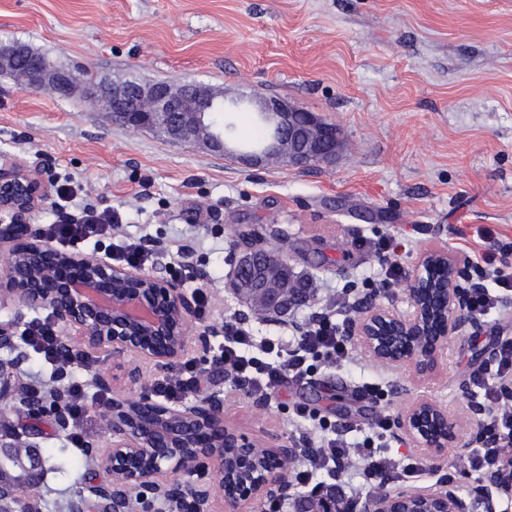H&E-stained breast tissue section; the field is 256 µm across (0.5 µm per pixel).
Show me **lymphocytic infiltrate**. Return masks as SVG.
I'll return each instance as SVG.
<instances>
[{
    "mask_svg": "<svg viewBox=\"0 0 512 512\" xmlns=\"http://www.w3.org/2000/svg\"><path fill=\"white\" fill-rule=\"evenodd\" d=\"M113 230L112 214L109 211L86 209L84 216L76 223L47 225L42 235L56 247L72 250L83 242L103 240ZM476 263L493 265L497 268V293L481 290L472 294L467 309L474 315L487 314L508 295L512 294V243L508 242L495 249L475 254ZM29 343L37 349L45 361L61 368L74 363V352L62 348L54 325L47 320L32 322L24 331ZM225 344L219 355L220 363L234 379L245 382L252 394L269 395L288 376L301 377L313 372L317 363L337 364L349 355L350 338L346 329L331 316L320 312L315 314L304 333L295 339L292 349L282 347L280 338H256L239 322L228 320L224 323ZM285 351V358L277 364L264 362V355ZM203 371L197 363L187 361L172 369L169 375L155 379L151 384L154 395L170 401L180 400L188 391L198 389ZM476 388L482 392L486 403L496 405V412L487 414L480 424L475 444L467 456V463L473 471L490 472L502 469L508 454L512 453V406L501 390L494 389L484 381H476ZM321 444L309 464L297 467L294 478L297 483L307 485L321 472L335 477L339 467L351 453H358L364 461L361 475L365 481L388 478L397 473L389 458L377 454L375 446L383 441L389 430L388 419H379L371 435L366 436L358 447H351L348 440L329 424H321ZM419 469L417 459H409L401 473L413 476Z\"/></svg>",
    "mask_w": 512,
    "mask_h": 512,
    "instance_id": "1",
    "label": "lymphocytic infiltrate"
}]
</instances>
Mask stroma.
<instances>
[{
  "label": "stroma",
  "mask_w": 512,
  "mask_h": 512,
  "mask_svg": "<svg viewBox=\"0 0 512 512\" xmlns=\"http://www.w3.org/2000/svg\"><path fill=\"white\" fill-rule=\"evenodd\" d=\"M12 39L91 76L278 98L340 129L332 164L254 167L122 127L86 98L0 76V155L47 161L55 186L76 188L66 204L50 194L26 222L77 219L90 204L117 215L112 245L145 234L167 250L182 246L204 276L185 280V289L201 284L212 296V332L197 352L207 370L224 344L226 317L289 346L294 323L334 309L353 319L366 297L408 314L401 278L426 248L465 258L512 242V0H0V42ZM255 233L315 281L313 300L291 317L248 314L227 286L231 243L247 244ZM107 245L90 241L81 250L101 257ZM392 264L401 277L382 281L380 269ZM507 338L512 298L455 337L429 376L378 363L355 343L341 364L317 366L266 397L248 395L225 374L209 389L242 432L301 437L314 447L319 419L356 443L379 418L395 424L415 400L436 401L458 422L457 444L443 461L424 460L408 483L430 487L451 475L475 512H485L484 478L465 463L484 416L473 381L496 384L495 358ZM132 367L100 352L92 363L66 366L64 377L94 395V373L110 371L115 392L138 397L170 370L163 363L132 379ZM366 381L388 389L387 401L362 397ZM300 405L315 420L296 422ZM55 416L50 408L30 415L42 430L31 448L0 429V481L22 488L29 512H67L86 481L68 466Z\"/></svg>",
  "instance_id": "35a3bbf8"
}]
</instances>
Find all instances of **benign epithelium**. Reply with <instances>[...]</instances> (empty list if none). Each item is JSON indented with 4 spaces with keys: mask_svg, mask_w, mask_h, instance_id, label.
<instances>
[{
    "mask_svg": "<svg viewBox=\"0 0 512 512\" xmlns=\"http://www.w3.org/2000/svg\"><path fill=\"white\" fill-rule=\"evenodd\" d=\"M20 57L28 59L23 86L49 85L61 96L93 99L112 120L132 130L156 129L170 141L201 147L214 153L226 150L224 134L209 131L207 113L224 109L222 93L203 85L187 88L174 81L133 86L125 80L98 83L47 57H37L19 43L0 46V70L11 69ZM271 135L263 147L244 151L239 159L260 166L288 148V165L330 163L336 159L342 135L336 125L287 102L256 100ZM52 177L46 164L30 167L0 158V253L7 256L0 268V301L15 308L21 320L27 311L48 310L63 327L62 343L80 352L105 351L120 360L143 363L172 362L191 347H202L210 329L193 326L194 296L181 282L159 271L114 265L103 258L57 249L20 218L34 211L47 197ZM268 274L261 282L233 276L232 288L250 309L283 317L314 295L312 283L299 277L288 257L266 251ZM483 287L461 259L448 251L429 249L403 281L412 312L401 316L376 305L363 308L352 321V336L376 362L408 366L423 375L434 371L449 340L462 335L469 321L461 316L468 297ZM0 348L15 350L10 365L0 371V403L13 411L38 408L37 396L13 382L22 370L25 354L16 350L9 329L0 327ZM110 439L88 446L95 470L102 476L88 482L69 505V512H142L134 492L147 490L170 499L171 476L187 474L205 463L219 484L191 485L196 512H212L220 498L224 512H258L268 500L292 503L304 512L309 497L290 479L294 466L311 453L296 438L257 439L239 431L224 416V398L215 393L199 396L179 409L145 397L115 395L104 409ZM399 430L433 458L455 446V422L437 403L417 399L399 421ZM512 487V473L486 477L487 512L493 510V491ZM346 512H473L470 499L445 480L434 487L381 485L376 492L352 499Z\"/></svg>",
    "mask_w": 512,
    "mask_h": 512,
    "instance_id": "obj_1",
    "label": "benign epithelium"
}]
</instances>
